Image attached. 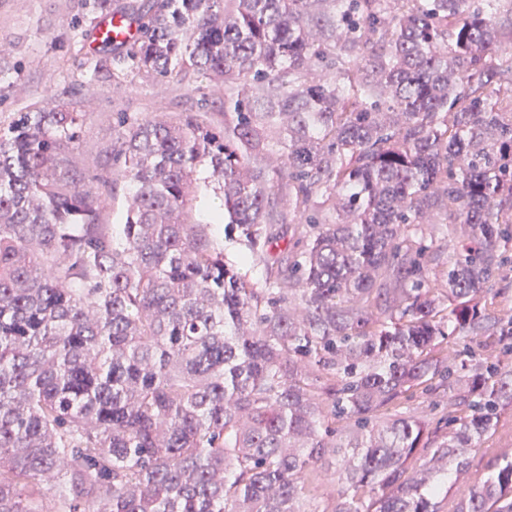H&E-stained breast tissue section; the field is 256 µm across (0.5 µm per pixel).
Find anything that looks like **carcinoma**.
<instances>
[{
	"label": "carcinoma",
	"instance_id": "obj_1",
	"mask_svg": "<svg viewBox=\"0 0 512 512\" xmlns=\"http://www.w3.org/2000/svg\"><path fill=\"white\" fill-rule=\"evenodd\" d=\"M116 12L136 35L87 51ZM73 24L93 78L224 79V125L122 112L104 175L66 103L0 129V512H512L508 453L444 508L512 406L465 348L512 352V0H77ZM202 169L263 286L193 222ZM439 388L441 426L400 411ZM128 188L125 182L117 181L113 186L112 200L105 215L106 224H112L113 230L119 232L121 224H125L126 199ZM427 244L430 246V259L432 260L433 272L440 271L448 260V241L438 231L432 234V239L428 238ZM332 471L333 468L330 469L328 474L323 473L324 477H322L321 482L311 492L316 497V500L321 505V508L329 507L328 510H330L334 504H336L337 497L336 480H334L333 476H331Z\"/></svg>",
	"mask_w": 512,
	"mask_h": 512
}]
</instances>
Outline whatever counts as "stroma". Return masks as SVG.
I'll return each mask as SVG.
<instances>
[{
    "label": "stroma",
    "instance_id": "obj_1",
    "mask_svg": "<svg viewBox=\"0 0 512 512\" xmlns=\"http://www.w3.org/2000/svg\"><path fill=\"white\" fill-rule=\"evenodd\" d=\"M74 12L75 0H0V42L9 46L14 63L0 72V125L36 103L49 107L62 101L74 103L88 114L74 160L94 171L100 169L116 139L115 113L136 118L173 116L222 100L223 83L209 80L175 78L161 83L143 72L117 88L109 80L90 79L67 52L80 35L72 26ZM212 207L209 201L199 204L193 211L195 220L209 225L228 264L253 282L264 283L266 268L247 262L246 246L225 234L223 225L211 224Z\"/></svg>",
    "mask_w": 512,
    "mask_h": 512
}]
</instances>
